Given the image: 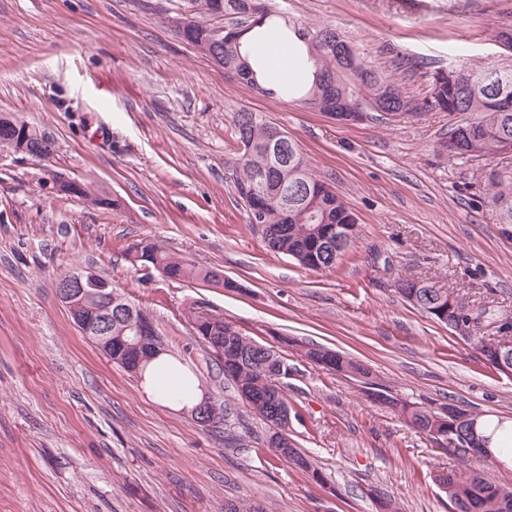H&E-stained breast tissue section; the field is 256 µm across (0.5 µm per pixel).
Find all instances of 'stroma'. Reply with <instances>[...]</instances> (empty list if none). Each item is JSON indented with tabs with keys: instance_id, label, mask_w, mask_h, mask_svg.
Instances as JSON below:
<instances>
[{
	"instance_id": "35a3bbf8",
	"label": "stroma",
	"mask_w": 512,
	"mask_h": 512,
	"mask_svg": "<svg viewBox=\"0 0 512 512\" xmlns=\"http://www.w3.org/2000/svg\"><path fill=\"white\" fill-rule=\"evenodd\" d=\"M177 0H0V112L45 135L52 158L0 153V512H452L434 481L448 457L352 377L278 346L291 436L312 478L274 459L184 310L196 301L269 344L290 336L368 365L394 397L457 400L512 418V377L396 291L402 278L512 311V226L484 195L494 162L443 151L455 116L418 112L345 124L225 77L175 28ZM290 21L345 35L421 99L434 71L512 64L493 30L512 0H277ZM265 113L355 214L359 235L332 271L273 253L247 222L227 161L231 114ZM60 174L119 207L63 199ZM149 237L223 270L235 289L132 267ZM112 279L152 317L177 363L226 400L228 427L196 426L158 402L73 324L62 273Z\"/></svg>"
}]
</instances>
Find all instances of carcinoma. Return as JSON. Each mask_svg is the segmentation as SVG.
Segmentation results:
<instances>
[{
	"label": "carcinoma",
	"instance_id": "obj_1",
	"mask_svg": "<svg viewBox=\"0 0 512 512\" xmlns=\"http://www.w3.org/2000/svg\"><path fill=\"white\" fill-rule=\"evenodd\" d=\"M258 18H253V15ZM205 15L224 17L236 15L243 23L232 27H215L202 21ZM180 18L185 27L178 28L180 37L199 50L210 46L220 57V68L235 70L240 82L267 96L287 95L290 88L276 91L262 85L245 49V36H252L253 43L263 40L274 31L289 52H306L307 60L314 67L312 84L300 94L298 101L309 109L326 115L345 111V102L360 101L369 108L400 117L412 112H459L469 118L452 125L448 132L457 136L454 155L469 159L498 158L496 168L491 170L485 186V195L497 212L501 224L512 225V65H491L476 68L448 67L432 74L429 89L422 101L406 96L386 74L373 69L363 58L355 56V64L342 66L336 58V44L316 42L314 36L335 29L323 27L314 32L290 24L288 16L272 9L271 0H183ZM237 152L233 157L236 169L235 191L245 203L247 223L258 216L268 247L277 254L285 255L300 266L323 271L336 267L340 255L336 254V236L323 241L322 226H338L349 229L352 238H357V219L336 191L318 178L311 169L297 141L290 135L288 157L280 158L277 141L272 139V130L278 124L268 120L264 113L241 109L232 116ZM46 142L25 122L10 114L0 113V148L7 147L15 153L43 157L41 144ZM127 261L134 267H152L175 281L197 280L208 285H219L225 289L238 284L230 279L218 280L220 270L197 266L183 259L168 255L157 244L143 238L132 244L126 252ZM413 281H402L398 292L419 311L454 332L471 320L485 318L490 324L512 325V313L498 312L487 306L473 307L463 301L455 307L448 305L446 295L433 292L421 293L411 299ZM192 329L200 336L212 338L207 349L224 377L231 381L246 408V412L271 427L288 399L279 381V364L282 356L271 345L243 336L234 323L214 309H205V304L194 303L186 312ZM470 345L483 357L484 365L491 370L488 353L493 338L473 334ZM167 354L162 349L151 355V360L137 365V354L127 349L123 356L128 359L126 370L137 381L145 378V372L154 361ZM308 361L323 369L338 372L341 366L371 377L370 369L359 361L330 348L321 351L306 350ZM368 396L373 400L399 410L405 423L421 433L433 444H438L433 435L434 428L446 429L448 422L437 423L439 412L423 406L409 405L376 387ZM471 415L478 420V441L471 443V451L463 457L448 455L460 465L459 469L442 471L435 475L437 485L448 496L453 512H512V483L491 482L480 468L490 459L483 455L482 448L489 443L490 420L475 411ZM191 418L202 427L225 422L230 412L225 404L212 401L206 411L190 413ZM272 455L308 473L318 480L320 472L311 456L299 447L292 451L271 447Z\"/></svg>",
	"mask_w": 512,
	"mask_h": 512
}]
</instances>
